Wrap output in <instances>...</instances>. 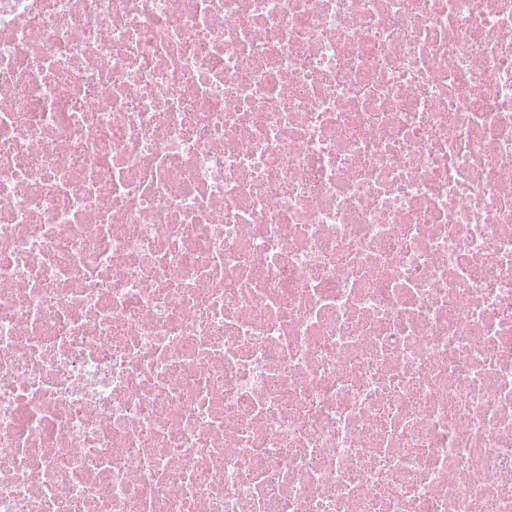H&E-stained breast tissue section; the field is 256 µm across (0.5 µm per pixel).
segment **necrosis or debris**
<instances>
[{
    "mask_svg": "<svg viewBox=\"0 0 512 512\" xmlns=\"http://www.w3.org/2000/svg\"><path fill=\"white\" fill-rule=\"evenodd\" d=\"M0 512H512V0H0Z\"/></svg>",
    "mask_w": 512,
    "mask_h": 512,
    "instance_id": "4bbe7bcc",
    "label": "necrosis or debris"
}]
</instances>
